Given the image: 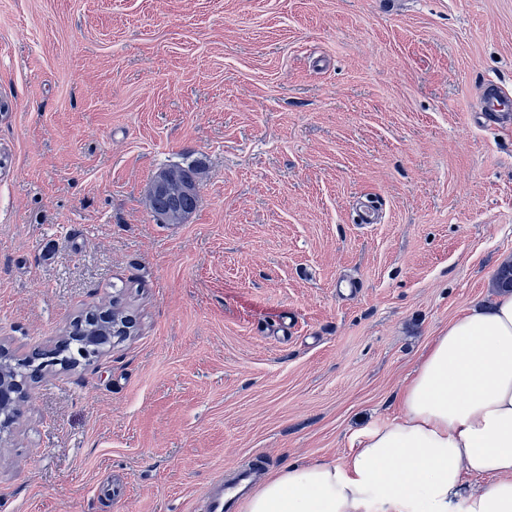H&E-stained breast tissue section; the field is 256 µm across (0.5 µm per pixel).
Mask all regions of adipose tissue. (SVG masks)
Here are the masks:
<instances>
[{"instance_id":"obj_1","label":"adipose tissue","mask_w":512,"mask_h":512,"mask_svg":"<svg viewBox=\"0 0 512 512\" xmlns=\"http://www.w3.org/2000/svg\"><path fill=\"white\" fill-rule=\"evenodd\" d=\"M243 512H512V293L433 338L399 415L268 476Z\"/></svg>"}]
</instances>
